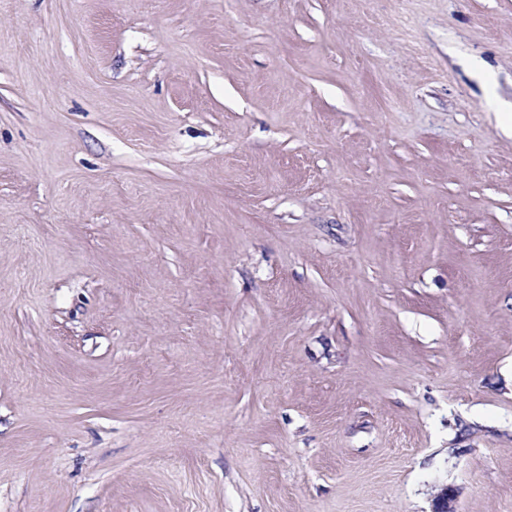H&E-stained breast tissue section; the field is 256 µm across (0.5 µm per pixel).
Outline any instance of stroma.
<instances>
[{
	"label": "stroma",
	"instance_id": "obj_1",
	"mask_svg": "<svg viewBox=\"0 0 512 512\" xmlns=\"http://www.w3.org/2000/svg\"><path fill=\"white\" fill-rule=\"evenodd\" d=\"M512 512V0H0V512Z\"/></svg>",
	"mask_w": 512,
	"mask_h": 512
}]
</instances>
